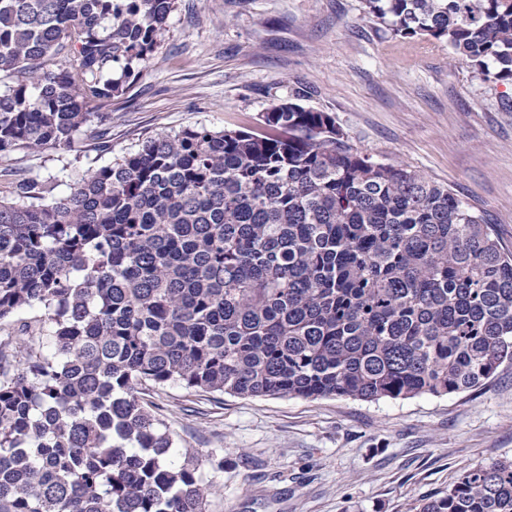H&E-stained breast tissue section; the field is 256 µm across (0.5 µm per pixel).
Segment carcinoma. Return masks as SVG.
Returning a JSON list of instances; mask_svg holds the SVG:
<instances>
[{
  "instance_id": "cac0c4a2",
  "label": "carcinoma",
  "mask_w": 512,
  "mask_h": 512,
  "mask_svg": "<svg viewBox=\"0 0 512 512\" xmlns=\"http://www.w3.org/2000/svg\"><path fill=\"white\" fill-rule=\"evenodd\" d=\"M177 0H0V156L73 150L141 75ZM512 81V0H363ZM158 134L78 181L0 193V512H206L139 390L364 401L445 396L512 364V252L448 187L373 160L336 120ZM49 339L54 350L39 347ZM417 512H512V460Z\"/></svg>"
}]
</instances>
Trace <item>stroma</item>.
I'll return each instance as SVG.
<instances>
[{
  "label": "stroma",
  "instance_id": "stroma-1",
  "mask_svg": "<svg viewBox=\"0 0 512 512\" xmlns=\"http://www.w3.org/2000/svg\"><path fill=\"white\" fill-rule=\"evenodd\" d=\"M305 91L348 144L415 170L493 224L512 250V84L484 79L445 42L369 20L362 0H179L168 33L113 99L110 148L0 157L16 178L79 176L169 131L260 127ZM142 396L176 452L204 467L208 512H413L478 463L512 459V364L477 388L377 402L208 394L172 383Z\"/></svg>",
  "mask_w": 512,
  "mask_h": 512
}]
</instances>
